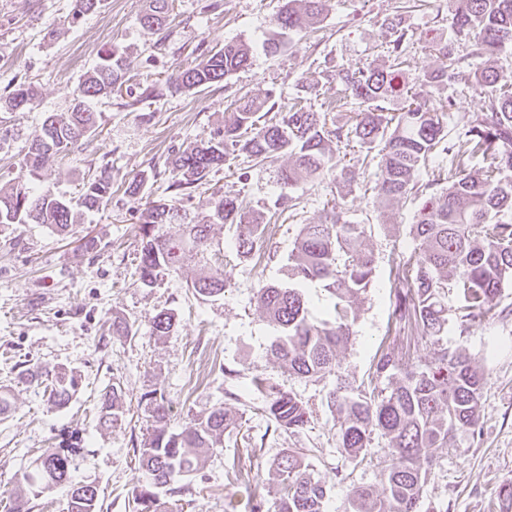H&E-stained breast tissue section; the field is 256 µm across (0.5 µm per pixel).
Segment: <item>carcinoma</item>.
I'll list each match as a JSON object with an SVG mask.
<instances>
[{
	"mask_svg": "<svg viewBox=\"0 0 512 512\" xmlns=\"http://www.w3.org/2000/svg\"><path fill=\"white\" fill-rule=\"evenodd\" d=\"M104 0H75L70 23L97 12ZM326 0H283L272 19L274 33L259 48L268 55L278 52L283 39L304 36L320 23ZM169 0H152L141 16L143 27L159 31L166 22ZM456 36L467 40L473 52L484 56L488 66L474 74L481 101L465 137L448 139L446 112H432L419 101L420 94L401 83L408 30L391 25L387 54L389 68L359 67L339 74L341 83L365 109L351 112L347 120L329 130L326 114L305 105L283 110L270 97L249 98L237 105L224 120V130L184 151L174 162L167 201H152L138 209L141 251L136 271L139 280L151 286L161 273L176 270L191 256L208 246L210 225L186 224L181 202L215 168L224 165L228 149L239 146L256 163L289 155L278 171V182L294 186L313 183L336 169L328 141L336 144L356 140L366 152L381 156L378 174L380 195L388 202L408 197L420 200L411 227L419 241L418 251L395 267L399 285L400 319L415 325L418 339L430 347L429 359L411 365L395 349L384 350L375 364L377 379L387 381L390 391L362 393L347 385L329 392L327 407L336 415V436L347 462L356 467L365 460L372 436L388 440L378 490L355 486L348 512H418L425 473L421 458L431 450L458 448L474 435L480 423V401L486 378L466 352L448 349L442 341L449 316L455 315L460 333L495 315L496 298L512 281V88L499 84L494 66L498 55L512 49V0H457L452 23ZM257 46L238 38L199 61L178 69L173 83L187 90L210 88L229 75L252 64ZM429 55L440 61L425 74L427 83H448L456 78L452 46L434 43ZM126 82L122 56L115 52L100 58L74 94L63 118L53 114L43 121L41 134L32 140L25 158L27 182L0 191V226L47 224L58 232L78 222L82 210H95L112 194V165L105 163L83 181L79 202L38 190L43 169L61 149L77 144L96 128L97 113L92 100L112 94ZM38 95L31 83H20L0 97V111L20 112ZM403 96L402 112L390 115L381 102ZM451 165H444L446 158ZM474 157L482 158L483 176L465 173ZM213 218L235 227L238 252L249 254L262 242V216L247 213L238 198L224 196L214 202ZM168 224L175 232L157 234ZM364 227L360 224H306L292 250L286 287L266 284L257 297L268 321L280 330L271 352L289 374L300 378L321 377L340 368L337 350L349 343L358 320L359 301L369 288L374 256L362 248ZM415 268L414 280L408 279ZM325 282L330 295L329 317L314 321L308 316L305 288ZM205 297L224 293V275H205L192 283ZM456 292L457 306L448 308V289ZM152 334L167 336L175 316L160 311L150 319ZM78 386L76 377L58 372L49 379L50 397L67 405ZM262 395V411L274 427L292 433L310 422V412L292 391H283L263 379L253 381ZM151 418L152 432L139 449L143 472L134 502L138 512H168L161 502L157 483L171 494H188L191 488L180 478L198 472L210 449L221 443L231 425L224 408L217 407L180 431L170 428V407L161 387L139 397ZM124 413V396L114 386L101 394L98 427L110 429ZM49 468L42 475L24 472L18 485L20 499L38 496L65 484L71 489L67 512H100L96 486L73 483L80 448L46 450ZM281 485L279 512H324L325 482L314 479L305 463L304 449L283 450L275 462ZM246 499L228 508L236 512H263V500L253 491L259 474L240 475Z\"/></svg>",
	"mask_w": 512,
	"mask_h": 512,
	"instance_id": "cac0c4a2",
	"label": "carcinoma"
}]
</instances>
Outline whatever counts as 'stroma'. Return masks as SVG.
<instances>
[{"label": "stroma", "instance_id": "35a3bbf8", "mask_svg": "<svg viewBox=\"0 0 512 512\" xmlns=\"http://www.w3.org/2000/svg\"><path fill=\"white\" fill-rule=\"evenodd\" d=\"M148 5L149 0H105L100 11L72 26L73 0H0V97L22 82L39 89L25 111L0 119V189L24 180L30 140L46 115L66 114L74 90L104 53L119 49L128 68L120 92L93 102L95 131L58 153L41 178L43 188L73 197L84 178L111 163L108 203L84 212L64 233L45 224L0 226V389L11 400L10 410L0 415V512H13L19 479L34 459L75 442L83 447L75 480L98 485L103 512H136L133 497L142 479L138 455L150 427L137 399L153 385L165 390L173 429L219 404L236 420L210 450L204 468L190 476L192 497L168 496L172 512H224L227 501L244 495L235 472L249 469L261 474L263 512H277L274 462L286 448L306 449L310 472L328 487L327 512H346L352 486L380 488L377 462L386 456L387 442L374 437L369 464L351 468L338 449L328 392L341 375L355 388L372 390L374 365L388 345L398 346L414 364L430 355L395 313V266L415 247L411 225L417 203L378 197L377 167L364 164L357 143L336 151L338 166L357 174L343 218L364 226L362 243L374 254L375 274L359 305L356 334L338 351L340 375L321 378H299L281 368L271 353L276 330L258 305L257 290L264 283L287 284L288 257L303 225L331 222L333 176L294 189L296 208L284 211L276 203V166L257 165L236 151L185 204L186 223L211 227L207 254L167 273L152 288L144 287L136 272L141 250L136 209L170 197L173 159L222 131L226 107L241 97L270 94L287 104L301 86L313 83V110L344 122L359 102L347 98L336 74L369 63L389 66L384 47L392 20H401L411 35L410 84H420L425 71L438 65L425 54L430 42L455 43L458 80L424 89L427 108L451 101L449 138L464 136L469 118L480 109L471 80L485 59L468 43L455 41V0H429L415 11L401 9L400 0H327L310 37H291L274 56L256 54L249 68L219 85L185 90L171 82L179 67L233 37L262 41L280 0H175L166 27L157 33L140 24ZM148 87L153 94L146 99L142 92ZM340 98L342 111H329L330 101ZM135 182L140 191L133 197L127 188ZM216 193L241 196L255 212L269 216L260 250L244 255L230 249L233 226L211 221ZM87 236L96 241L90 252L81 247ZM216 271L224 276L223 294L195 293L193 282ZM496 309L493 318L467 333L456 320L448 322L444 342L465 349L486 377L481 420L477 436L461 450L435 451L432 462L423 463L420 512H512L500 495L512 482V283L497 297ZM162 310L173 312L176 324L169 335L158 337L149 320ZM116 320L130 323V335L113 334ZM46 370L78 378L69 405L50 400L38 379ZM258 375L298 395L311 414L303 431L269 429L261 400L250 391ZM109 385L124 392L126 413L121 423L102 430L97 404ZM252 442L261 443V452H250Z\"/></svg>", "mask_w": 512, "mask_h": 512}]
</instances>
